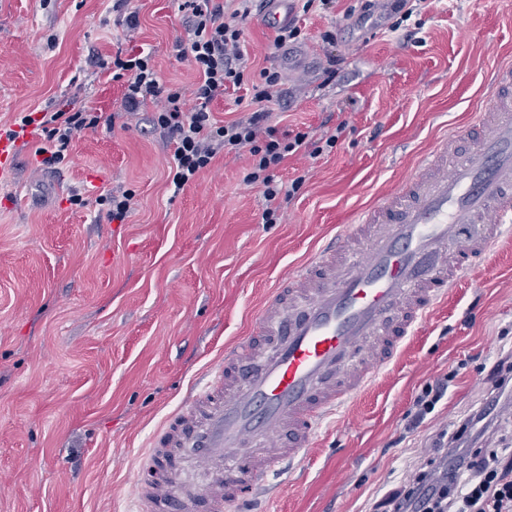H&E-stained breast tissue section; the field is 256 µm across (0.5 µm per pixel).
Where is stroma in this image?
Masks as SVG:
<instances>
[{"label":"stroma","mask_w":512,"mask_h":512,"mask_svg":"<svg viewBox=\"0 0 512 512\" xmlns=\"http://www.w3.org/2000/svg\"><path fill=\"white\" fill-rule=\"evenodd\" d=\"M113 0H0V137L22 116L79 105L102 113L56 168L41 165L40 132L22 141L0 177V512H125L151 435L224 352L246 335L278 280L319 239L394 189L448 130L467 142L489 71L512 61V0H410L347 36L361 0L292 17L299 62L272 47L254 0L243 21L253 64L282 71L286 100L272 123L311 146L277 171L307 181L266 224L262 188L245 183L247 154L217 155L181 190L173 147L152 133L150 109L125 111L123 87L100 60L150 52L161 79L192 89L198 76L175 44L188 37L176 0H128L127 30ZM336 41L322 42L325 31ZM345 63L324 84L326 57ZM131 190L124 223L97 196ZM85 206L71 204L73 194ZM512 349V244L473 269L407 338L303 463L274 480L246 512H366L437 427L483 404L485 368ZM452 375L431 414L410 425L415 396Z\"/></svg>","instance_id":"stroma-1"}]
</instances>
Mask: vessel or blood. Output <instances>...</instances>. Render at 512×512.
Returning <instances> with one entry per match:
<instances>
[{
  "label": "vessel or blood",
  "mask_w": 512,
  "mask_h": 512,
  "mask_svg": "<svg viewBox=\"0 0 512 512\" xmlns=\"http://www.w3.org/2000/svg\"><path fill=\"white\" fill-rule=\"evenodd\" d=\"M512 238V64L494 69L466 149L442 136L399 190L361 208L256 312L150 443L132 512H240L304 460L403 342Z\"/></svg>",
  "instance_id": "1"
}]
</instances>
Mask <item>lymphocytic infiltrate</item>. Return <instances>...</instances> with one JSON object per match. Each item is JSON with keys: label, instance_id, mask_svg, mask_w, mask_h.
I'll return each mask as SVG.
<instances>
[{"label": "lymphocytic infiltrate", "instance_id": "lymphocytic-infiltrate-1", "mask_svg": "<svg viewBox=\"0 0 512 512\" xmlns=\"http://www.w3.org/2000/svg\"><path fill=\"white\" fill-rule=\"evenodd\" d=\"M226 19L217 0H182L179 9L187 16L190 36L176 45L178 58L186 59L200 76L192 91L165 85L151 54L130 51L112 61L114 79L123 81V105L136 111L152 103L154 130L173 143L169 176L182 189L206 169L218 153H249L247 182L261 185L267 206L262 220L274 224L280 218L281 198H292L303 186L296 177L282 188L275 174L289 156L308 145L307 133L277 134L269 121L271 104L279 94L277 70L261 69L253 87L254 109L231 122H218L210 109L212 100L228 88L241 87L248 64L242 48L243 31L238 22L250 13L249 0ZM195 104L184 109L185 97ZM102 116L83 107L24 116L22 126L37 125L44 144L36 150L43 166L62 162L75 138L96 129ZM495 388L483 406L469 410L452 429L436 433L431 446L412 468L403 473L400 485L378 501L375 512H512V448H488L470 452L465 438H485L500 416L512 415V352L502 355L491 369Z\"/></svg>", "mask_w": 512, "mask_h": 512}]
</instances>
